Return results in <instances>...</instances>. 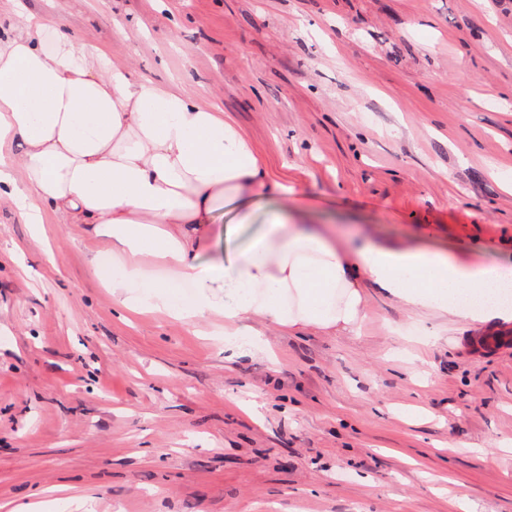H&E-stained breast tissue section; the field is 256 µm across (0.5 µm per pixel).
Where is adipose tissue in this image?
I'll use <instances>...</instances> for the list:
<instances>
[{
	"mask_svg": "<svg viewBox=\"0 0 512 512\" xmlns=\"http://www.w3.org/2000/svg\"><path fill=\"white\" fill-rule=\"evenodd\" d=\"M15 21L0 33V207L30 224L51 215L112 239L124 259L112 297L132 309L131 289L169 310V287L143 257L177 266L197 288L188 320L224 317V344L240 336L262 348L263 327L344 333L364 318L371 282L412 310L468 324L512 322V306L489 304L490 287L512 280L508 262L463 260L423 245L367 240L351 249L336 231L264 225L245 246L201 263L191 239L216 224L225 204L287 198L270 180L229 113L174 84L137 78L96 43H76L63 25L7 0Z\"/></svg>",
	"mask_w": 512,
	"mask_h": 512,
	"instance_id": "adipose-tissue-1",
	"label": "adipose tissue"
}]
</instances>
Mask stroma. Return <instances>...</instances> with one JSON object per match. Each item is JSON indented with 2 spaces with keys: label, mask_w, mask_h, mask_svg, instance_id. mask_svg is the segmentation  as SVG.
Masks as SVG:
<instances>
[{
  "label": "stroma",
  "mask_w": 512,
  "mask_h": 512,
  "mask_svg": "<svg viewBox=\"0 0 512 512\" xmlns=\"http://www.w3.org/2000/svg\"><path fill=\"white\" fill-rule=\"evenodd\" d=\"M138 77L230 112L272 198L194 241L294 223L512 260V0H22ZM110 238L0 207V506L512 512V323L366 286L353 332L226 359L224 321L112 298Z\"/></svg>",
  "instance_id": "35a3bbf8"
}]
</instances>
